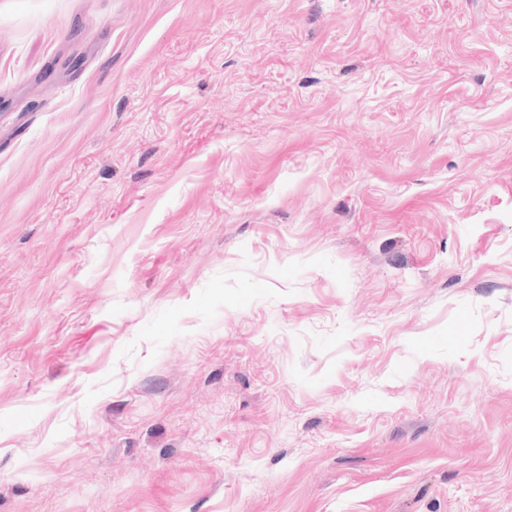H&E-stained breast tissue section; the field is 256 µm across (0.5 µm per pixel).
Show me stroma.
I'll return each mask as SVG.
<instances>
[{"label": "stroma", "instance_id": "stroma-1", "mask_svg": "<svg viewBox=\"0 0 512 512\" xmlns=\"http://www.w3.org/2000/svg\"><path fill=\"white\" fill-rule=\"evenodd\" d=\"M0 512H512V0H0Z\"/></svg>", "mask_w": 512, "mask_h": 512}]
</instances>
